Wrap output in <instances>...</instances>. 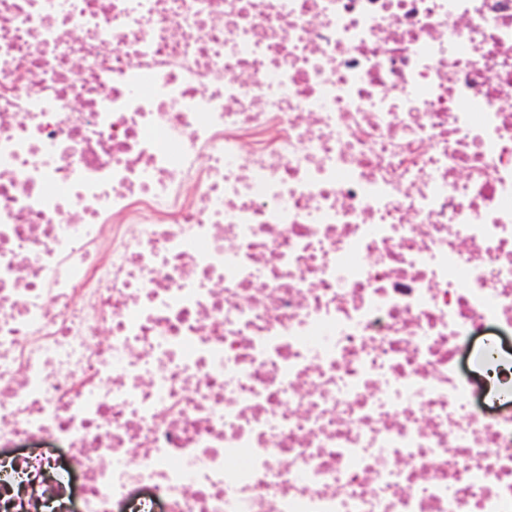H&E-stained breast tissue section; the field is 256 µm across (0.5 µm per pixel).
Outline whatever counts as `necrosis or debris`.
<instances>
[{
    "label": "necrosis or debris",
    "instance_id": "obj_1",
    "mask_svg": "<svg viewBox=\"0 0 512 512\" xmlns=\"http://www.w3.org/2000/svg\"><path fill=\"white\" fill-rule=\"evenodd\" d=\"M512 0H0V512H512Z\"/></svg>",
    "mask_w": 512,
    "mask_h": 512
}]
</instances>
